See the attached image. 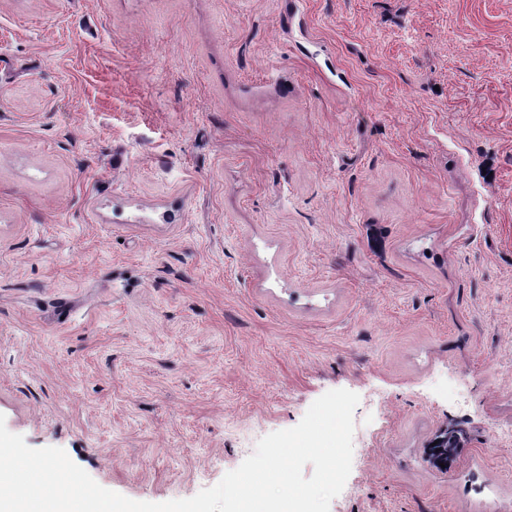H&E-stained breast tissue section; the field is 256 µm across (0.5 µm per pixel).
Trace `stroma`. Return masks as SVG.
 Masks as SVG:
<instances>
[{"label": "stroma", "mask_w": 512, "mask_h": 512, "mask_svg": "<svg viewBox=\"0 0 512 512\" xmlns=\"http://www.w3.org/2000/svg\"><path fill=\"white\" fill-rule=\"evenodd\" d=\"M335 389L330 512H512V0H0L7 429L160 503ZM453 436V437H452ZM448 437H452L453 445L452 448H448ZM460 441L458 436L454 432L448 433V428H443L441 430L440 436L435 441V446H432L429 451V460L433 464L439 465V463H444V465H448V453L453 455L455 453L456 448H459Z\"/></svg>", "instance_id": "1"}]
</instances>
